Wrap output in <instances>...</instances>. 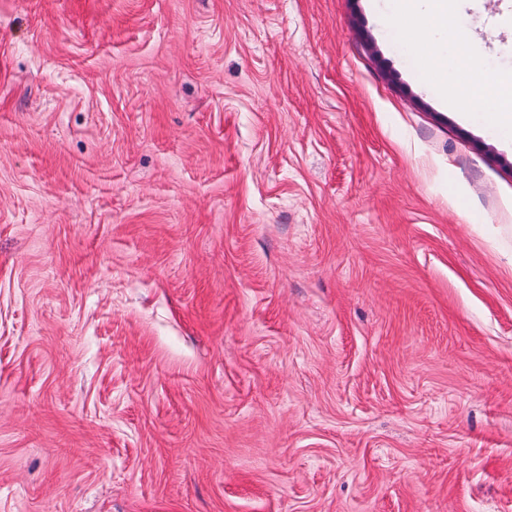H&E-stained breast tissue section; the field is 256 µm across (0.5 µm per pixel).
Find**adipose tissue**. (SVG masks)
I'll return each mask as SVG.
<instances>
[{"instance_id":"obj_1","label":"adipose tissue","mask_w":512,"mask_h":512,"mask_svg":"<svg viewBox=\"0 0 512 512\" xmlns=\"http://www.w3.org/2000/svg\"><path fill=\"white\" fill-rule=\"evenodd\" d=\"M388 3L392 14L417 22L409 50L426 60L442 101L461 110L464 116H482L502 141H511L512 72L502 74L490 88L480 85L473 75L455 80L448 77L449 58L466 54L475 41L473 33L465 30L457 45H450L448 31L457 27L467 11H479L478 0H388Z\"/></svg>"}]
</instances>
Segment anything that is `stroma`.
<instances>
[{"instance_id": "obj_1", "label": "stroma", "mask_w": 512, "mask_h": 512, "mask_svg": "<svg viewBox=\"0 0 512 512\" xmlns=\"http://www.w3.org/2000/svg\"><path fill=\"white\" fill-rule=\"evenodd\" d=\"M371 0H0V512H512V143Z\"/></svg>"}]
</instances>
